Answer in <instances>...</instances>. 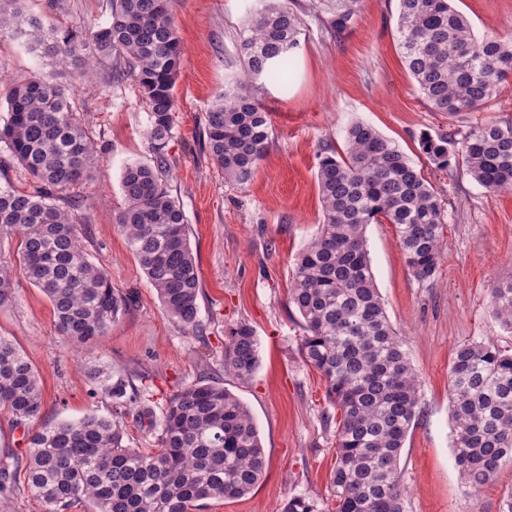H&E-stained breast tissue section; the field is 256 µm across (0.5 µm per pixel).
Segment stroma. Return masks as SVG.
<instances>
[{
    "label": "stroma",
    "mask_w": 512,
    "mask_h": 512,
    "mask_svg": "<svg viewBox=\"0 0 512 512\" xmlns=\"http://www.w3.org/2000/svg\"><path fill=\"white\" fill-rule=\"evenodd\" d=\"M300 7L302 33L287 86L258 79L255 99L270 114L268 148L252 180L226 183L211 160L207 112L227 81L243 74L240 28L263 0H176L174 23L184 46L176 81L177 109L165 176L190 227V246L202 292L195 329L171 318L147 280L116 218L125 207V167L150 161L143 133L147 107L132 79L115 83L109 68L86 80L71 65L55 69L24 38L0 32V125L9 118L12 79L57 70L73 89L71 103L88 121L101 164L85 185L71 189L84 204L72 212L86 231L90 260L109 270L114 288L132 299L102 341L68 349L54 327L44 294L17 279L0 306V334L11 337L34 366L42 387L39 415L16 426L0 410V458L25 452L33 429L113 412L112 401L92 388L99 367L113 379H130L142 401L162 410L181 387L207 376L249 409L267 467L246 496L208 501L204 512H281L288 498L309 497L326 512L334 507L329 481L335 424L325 383L301 355L302 318L290 301L295 256L323 222L316 171L322 145L346 148L355 121L395 142L440 194L447 215L444 257L435 281L416 280L391 224L366 228L375 283L403 349L422 376L421 412L400 457L407 512H502L512 490V462L480 491L465 487L455 465L448 369L456 346L491 342L512 353V330L493 315L495 288L512 280V193L479 185L464 166L441 171L421 149L426 134L462 136L479 122L512 120V78L480 109L455 116L434 111L419 93L396 40L398 0H360L355 23L334 38L313 10ZM477 36L512 34V0H452ZM29 14L61 36L86 37L106 26L111 0H24ZM253 327L259 365L246 379L225 370L224 347L232 327Z\"/></svg>",
    "instance_id": "1"
}]
</instances>
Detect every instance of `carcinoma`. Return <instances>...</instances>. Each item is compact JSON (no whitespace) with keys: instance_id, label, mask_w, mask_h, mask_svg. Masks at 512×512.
I'll use <instances>...</instances> for the list:
<instances>
[{"instance_id":"carcinoma-1","label":"carcinoma","mask_w":512,"mask_h":512,"mask_svg":"<svg viewBox=\"0 0 512 512\" xmlns=\"http://www.w3.org/2000/svg\"><path fill=\"white\" fill-rule=\"evenodd\" d=\"M23 0H0V30L65 67L123 60L112 80L132 79L149 111L146 132L152 162L127 165L121 178L126 206L118 224L166 312L197 326L201 279L183 208L163 180L165 152L176 111V80L183 61L172 0H115L111 19L85 40L60 38L24 13ZM326 29L349 32L358 0H319ZM302 19L280 0H264L242 25L240 50L247 78L229 82L210 106L206 141L225 180L249 182L267 150L268 113L249 80L284 77L299 45ZM396 39L406 69L425 101L450 116L494 99L512 75V36L477 37L450 0H399ZM71 89L55 73L13 80L9 120L0 144L34 182L23 192L0 185V238H18V262L0 263V305L16 274L39 288L52 306L57 333L69 344L97 342L126 308L129 294L112 287L107 269L81 245L82 228L57 205L58 195L88 180L100 164L96 143L71 105ZM346 152L324 146L316 179L323 224L297 254L290 299L302 320L300 351L325 380L336 419L330 481L336 512H405L399 461L418 418L421 377L402 348L376 287L366 227L392 224L413 277L434 280L442 258L443 200L424 171L392 141L364 122L346 131ZM440 169L464 165L493 191L512 192V122L472 126L459 140L442 132L422 141ZM492 306L512 329V284L495 289ZM253 328L229 331L224 368L248 378L258 367ZM91 381L115 404L112 417L45 424L34 430L26 459L0 463V512L24 486L46 512L85 502L94 512H198L206 500L240 498L262 479L266 457L246 406L224 386L199 379L172 394L161 416L137 405L138 390L112 381L102 369ZM454 422L453 452L464 483L478 491L512 460V354L485 342L459 345L448 375ZM42 404L32 364L0 336V409L13 423L37 418ZM155 435L157 447L134 448L127 428ZM282 512H320L294 496Z\"/></svg>"}]
</instances>
